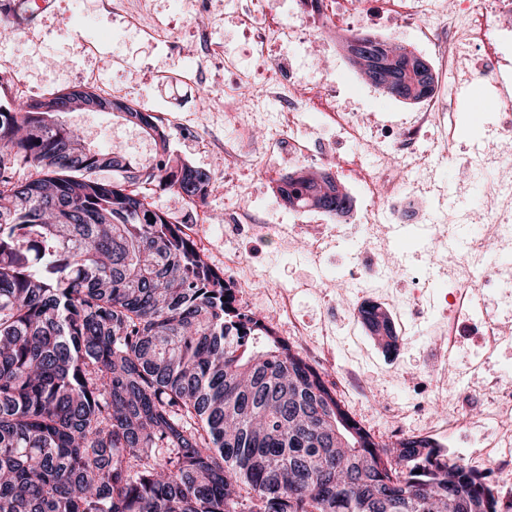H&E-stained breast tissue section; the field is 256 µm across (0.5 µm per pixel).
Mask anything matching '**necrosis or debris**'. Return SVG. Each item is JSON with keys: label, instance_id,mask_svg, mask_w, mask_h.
I'll return each mask as SVG.
<instances>
[{"label": "necrosis or debris", "instance_id": "obj_1", "mask_svg": "<svg viewBox=\"0 0 512 512\" xmlns=\"http://www.w3.org/2000/svg\"><path fill=\"white\" fill-rule=\"evenodd\" d=\"M305 5V12L289 9L286 21L267 26V0H224L225 14L253 29L252 52L268 74L260 89L251 77L237 74L235 93L224 97V120L238 128L237 136L224 143L228 167L250 165L260 156L266 174L285 170L293 176L315 160L330 162L336 182L358 203L363 221L358 263L348 277L352 284L393 278L394 262L379 241L383 224L428 223L449 272L456 275L449 326L495 338L498 326L486 295L496 294L505 311L512 312V154L502 148L512 140V83L506 78L512 67V0H306ZM377 12L393 26L422 25L439 63L433 93L393 126L350 108L324 80L300 75L292 54L293 48L312 42L340 48L354 36L373 35ZM274 41L284 48L277 58L269 55ZM462 78L496 88L500 120L457 159L448 116L455 105L451 87ZM254 89L279 105L275 124L243 123L237 93ZM313 112L333 127L335 137L379 149L382 164L367 166L359 156H338L324 144L312 148L305 128ZM281 154L288 158L287 167L277 161ZM450 166L455 172L448 184H441L435 175ZM457 182L475 191L474 204L435 216L436 204Z\"/></svg>", "mask_w": 512, "mask_h": 512}]
</instances>
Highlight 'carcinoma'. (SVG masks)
<instances>
[{"label": "carcinoma", "mask_w": 512, "mask_h": 512, "mask_svg": "<svg viewBox=\"0 0 512 512\" xmlns=\"http://www.w3.org/2000/svg\"><path fill=\"white\" fill-rule=\"evenodd\" d=\"M394 74L430 86L389 46ZM95 98L163 156L138 176L55 110ZM148 112L87 88L0 104V512H499L484 474L429 440L380 444L154 195L207 204ZM124 174L101 181L96 173ZM314 175L289 205L347 212ZM391 335L376 307L360 309Z\"/></svg>", "instance_id": "cac0c4a2"}]
</instances>
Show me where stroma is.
Instances as JSON below:
<instances>
[{
  "label": "stroma",
  "mask_w": 512,
  "mask_h": 512,
  "mask_svg": "<svg viewBox=\"0 0 512 512\" xmlns=\"http://www.w3.org/2000/svg\"><path fill=\"white\" fill-rule=\"evenodd\" d=\"M199 0H0V10L9 13L13 36L0 41V74L6 78L1 99L39 98L71 87L88 88L109 98L131 102L150 112L169 135L171 159L188 162L211 177L207 204L191 207L178 195L160 192L158 207L174 215L195 241L212 267L248 241V234L224 231V204L247 200L263 223H271L276 205L275 185L259 165L227 178L224 155L217 145L234 131L224 123V89L231 86L233 72L224 67L225 54H232L244 67H252L251 40L235 19L225 16L224 0H212L211 10ZM163 22L168 38L161 41L139 26L143 17ZM317 54L321 74L327 75L342 98L358 102L366 113L382 119L411 110L409 102L383 94L367 84L348 58ZM51 57L61 58L58 67L46 66ZM493 108L482 109L457 103L458 126L455 151L481 140ZM68 124L97 149L121 145L133 167L150 165L155 145L138 127L117 112H73ZM185 127L199 131L198 138L182 135ZM353 224H340L338 243L325 258L315 262L301 251L284 252L276 243L257 244L249 271L255 282L251 300L260 306L268 294L281 288L294 290V313L314 341L326 344L330 361L319 368L327 385L349 414L376 441L392 442L391 414L404 415V432L420 433L425 422L411 414L412 402L434 396L447 400L446 410L472 417L449 441V458L485 472L498 501L512 502V466L493 462L489 441L493 425L482 416L486 385L500 378L512 387V315L498 314L503 336L488 342L480 336L452 340L441 318L446 309L436 300L435 283L442 281L435 249L424 243V228L390 230V248L403 270L392 287L344 288L331 291L328 301L309 294V284L322 283L330 269L346 270L358 244ZM417 297L430 312L428 321H409L395 350L384 351L363 325L347 321L344 313H331L330 304L370 302L383 309ZM452 344L447 363L437 361L436 346Z\"/></svg>",
  "instance_id": "stroma-1"
}]
</instances>
